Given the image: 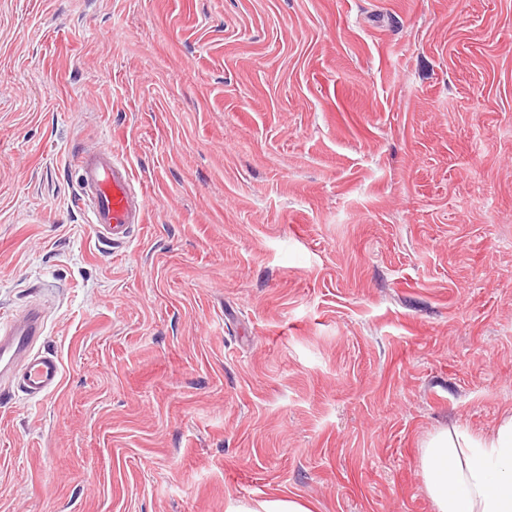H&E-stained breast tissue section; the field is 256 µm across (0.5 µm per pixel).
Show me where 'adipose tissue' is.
Instances as JSON below:
<instances>
[{
  "instance_id": "obj_1",
  "label": "adipose tissue",
  "mask_w": 512,
  "mask_h": 512,
  "mask_svg": "<svg viewBox=\"0 0 512 512\" xmlns=\"http://www.w3.org/2000/svg\"><path fill=\"white\" fill-rule=\"evenodd\" d=\"M421 467L436 512H512V413L487 436L464 429L435 435Z\"/></svg>"
}]
</instances>
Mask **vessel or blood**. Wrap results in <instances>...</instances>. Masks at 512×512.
Returning <instances> with one entry per match:
<instances>
[{
    "label": "vessel or blood",
    "mask_w": 512,
    "mask_h": 512,
    "mask_svg": "<svg viewBox=\"0 0 512 512\" xmlns=\"http://www.w3.org/2000/svg\"><path fill=\"white\" fill-rule=\"evenodd\" d=\"M75 166L87 223L102 241L126 243L133 226L145 221L144 191L135 189L127 166L111 149L76 153ZM44 334V318L35 306L0 321V374L11 372L18 388L33 398L52 393L61 382L58 359L35 349Z\"/></svg>",
    "instance_id": "1"
}]
</instances>
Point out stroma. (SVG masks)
Segmentation results:
<instances>
[{
    "label": "stroma",
    "mask_w": 512,
    "mask_h": 512,
    "mask_svg": "<svg viewBox=\"0 0 512 512\" xmlns=\"http://www.w3.org/2000/svg\"><path fill=\"white\" fill-rule=\"evenodd\" d=\"M147 198L102 244L68 153ZM0 512H435L512 411V0H0ZM40 309L31 306L21 314L0 322V374L14 369L11 376L28 396L42 397L55 391L61 382L58 359L39 351L35 345L45 335Z\"/></svg>",
    "instance_id": "1"
}]
</instances>
